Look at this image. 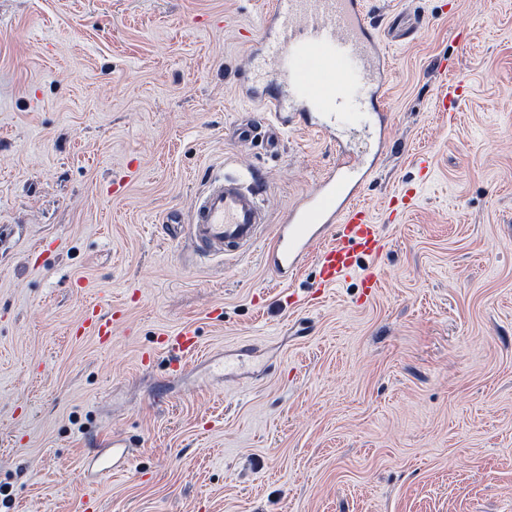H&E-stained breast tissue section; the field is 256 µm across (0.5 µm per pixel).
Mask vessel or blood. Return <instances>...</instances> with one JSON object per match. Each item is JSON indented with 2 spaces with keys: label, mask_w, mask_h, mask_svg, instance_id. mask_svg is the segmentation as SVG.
<instances>
[{
  "label": "vessel or blood",
  "mask_w": 512,
  "mask_h": 512,
  "mask_svg": "<svg viewBox=\"0 0 512 512\" xmlns=\"http://www.w3.org/2000/svg\"><path fill=\"white\" fill-rule=\"evenodd\" d=\"M262 43L284 88L254 85L250 94L281 126L339 137L355 125L350 85L373 96L384 90L389 61L368 20L366 0H275L264 20ZM339 166V173L322 178L274 226L267 264L281 278L297 271L314 251L331 281L353 269L354 246L376 252L377 226L358 202L374 164L346 153ZM266 223L262 182L222 175L195 197L189 239L201 258L221 259L254 245L258 228ZM82 328L100 343L112 338L111 319L96 312L86 314ZM129 453L123 439L108 438L95 459L99 474L110 476L115 459Z\"/></svg>",
  "instance_id": "obj_1"
}]
</instances>
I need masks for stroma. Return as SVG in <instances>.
<instances>
[{
    "label": "stroma",
    "mask_w": 512,
    "mask_h": 512,
    "mask_svg": "<svg viewBox=\"0 0 512 512\" xmlns=\"http://www.w3.org/2000/svg\"><path fill=\"white\" fill-rule=\"evenodd\" d=\"M271 3L0 0V512H82L113 435L136 458L97 512H512V0H367L383 249L333 285L264 252L335 141L235 135L259 116L243 84L277 79ZM240 167L270 222L202 259L168 219ZM91 308L119 313L110 344ZM183 328L203 357L180 370ZM112 321V314L107 318L92 310L86 314L81 328L84 332L96 336L101 344H107L112 338Z\"/></svg>",
    "instance_id": "stroma-1"
}]
</instances>
